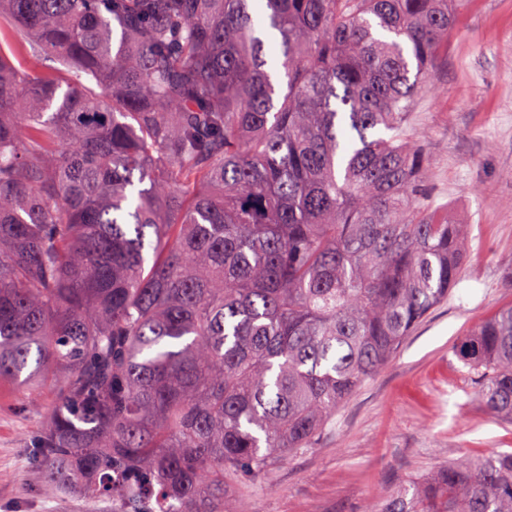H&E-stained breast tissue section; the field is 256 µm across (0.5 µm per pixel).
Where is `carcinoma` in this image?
Wrapping results in <instances>:
<instances>
[{"label":"carcinoma","instance_id":"obj_1","mask_svg":"<svg viewBox=\"0 0 512 512\" xmlns=\"http://www.w3.org/2000/svg\"><path fill=\"white\" fill-rule=\"evenodd\" d=\"M448 0H0V377L61 387L47 493L237 512L448 298L415 99ZM53 61L42 74L13 59ZM455 354L512 422V307ZM365 512H512V451Z\"/></svg>","mask_w":512,"mask_h":512}]
</instances>
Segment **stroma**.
Listing matches in <instances>:
<instances>
[{
  "label": "stroma",
  "mask_w": 512,
  "mask_h": 512,
  "mask_svg": "<svg viewBox=\"0 0 512 512\" xmlns=\"http://www.w3.org/2000/svg\"><path fill=\"white\" fill-rule=\"evenodd\" d=\"M448 46L412 109L428 151L432 203L465 225L459 282L395 355L337 410L313 447L235 483L240 512H363L380 491L426 478L446 456L512 451V425L477 395L457 341L512 306V0H454ZM55 372L0 379V512H112L106 501L50 495L27 448L58 392Z\"/></svg>",
  "instance_id": "obj_1"
}]
</instances>
